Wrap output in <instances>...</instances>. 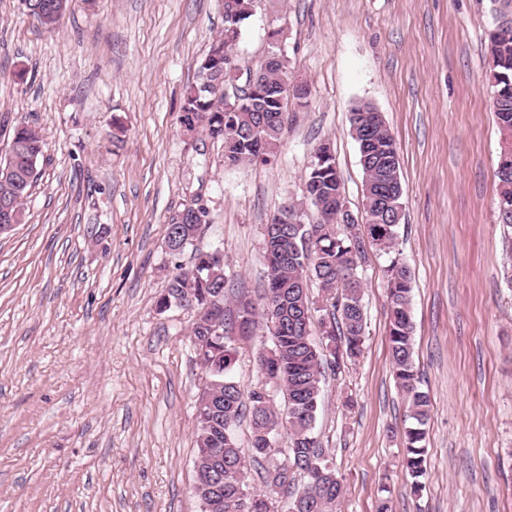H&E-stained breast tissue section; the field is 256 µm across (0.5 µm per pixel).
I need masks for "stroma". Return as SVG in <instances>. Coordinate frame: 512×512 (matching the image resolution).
Returning a JSON list of instances; mask_svg holds the SVG:
<instances>
[{
    "label": "stroma",
    "mask_w": 512,
    "mask_h": 512,
    "mask_svg": "<svg viewBox=\"0 0 512 512\" xmlns=\"http://www.w3.org/2000/svg\"><path fill=\"white\" fill-rule=\"evenodd\" d=\"M495 0H256L235 47L254 69L281 31L290 100L274 162L224 164L186 140L179 108L194 64L224 29L223 0H70L54 31L0 0V116L43 139L25 219L0 235V512H201L191 492L195 400L205 383L194 315L157 312L175 265L222 249L228 299L261 306L263 226L304 199L329 142L345 204L364 217L350 110L382 112L398 147L405 218L396 250L414 274L420 387L431 401L427 473L411 495L409 404L388 344V255L360 270L364 352L326 373L316 432L344 495L337 512H512V287L500 276V136L486 77ZM201 200L192 247L166 228ZM267 329L240 350L261 384Z\"/></svg>",
    "instance_id": "1"
}]
</instances>
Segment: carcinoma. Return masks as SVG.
<instances>
[{"label":"carcinoma","instance_id":"carcinoma-1","mask_svg":"<svg viewBox=\"0 0 512 512\" xmlns=\"http://www.w3.org/2000/svg\"><path fill=\"white\" fill-rule=\"evenodd\" d=\"M42 28L54 29L62 18V0H20ZM254 0H224V31L196 62V81L185 92L180 112L190 114L200 131L221 143L224 165L267 164L279 148L288 99H279V87L288 77V57L278 46L277 66L260 78L261 95L241 99L233 112L220 108L224 90L230 88L223 74H207L210 56L233 51L242 27L251 17ZM487 76L493 87V112L500 132L494 177L498 184L496 208L499 223L512 229V18L501 16L489 31ZM350 125L358 143L365 176L366 213L371 221L349 222L340 211L344 186L336 157L327 143L314 150L305 176L306 199L314 207L311 219L296 226L268 223L263 233V259L268 280L262 316L271 336V347L257 356L260 372L268 383L244 391L234 371L239 345L251 340L258 328L256 307L239 300L227 306L224 262L215 251L198 250L194 264L169 279L158 310L166 311L184 301L199 312L191 336L206 384L196 400L197 450L193 466L201 470L192 491L208 512H268L266 500L283 497L295 478L302 492L288 505V512H336L343 486L315 432L321 405V378L355 363L363 354L366 319L362 303L359 262L365 246L385 254L395 251L401 221L388 223L381 205L391 197L402 204L400 161L396 143L380 112L368 103L355 105ZM13 171L5 173L0 162V206L23 209L43 157V141L25 123L12 127L10 144ZM202 225L186 217L170 224L166 248L172 257L192 245ZM320 283L326 295L312 307L310 282ZM413 274L395 257L387 268L390 308L389 342L397 386L409 400L410 426L403 431L404 467L410 488L422 490L426 472V429L430 399L417 384L414 363L412 317ZM326 346L313 339L314 319ZM275 386L284 405L287 453L279 457V412L266 395ZM249 409V453L239 445L237 427L243 409ZM267 462L261 473L262 488L250 483L251 466Z\"/></svg>","mask_w":512,"mask_h":512}]
</instances>
